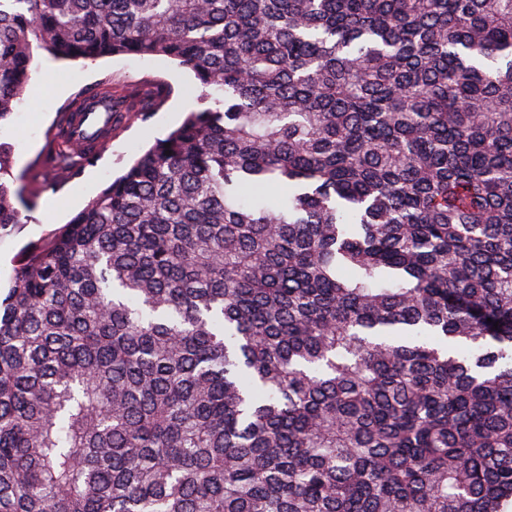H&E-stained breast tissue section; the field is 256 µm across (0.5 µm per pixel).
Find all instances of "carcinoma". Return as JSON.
I'll return each instance as SVG.
<instances>
[{
    "label": "carcinoma",
    "instance_id": "obj_1",
    "mask_svg": "<svg viewBox=\"0 0 512 512\" xmlns=\"http://www.w3.org/2000/svg\"><path fill=\"white\" fill-rule=\"evenodd\" d=\"M37 49L198 95L16 260L0 512H512V0H0V122Z\"/></svg>",
    "mask_w": 512,
    "mask_h": 512
}]
</instances>
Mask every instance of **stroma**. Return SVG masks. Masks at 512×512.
Returning <instances> with one entry per match:
<instances>
[{
  "mask_svg": "<svg viewBox=\"0 0 512 512\" xmlns=\"http://www.w3.org/2000/svg\"><path fill=\"white\" fill-rule=\"evenodd\" d=\"M30 83L10 119L0 126V141L8 143L14 204L27 211V223L0 230V289L9 286L13 260L27 245L43 243L87 206L120 169L158 138L178 127L192 108L185 91L195 83L193 73L175 61L156 57H103L96 60H55L51 78L41 75L47 52L35 53ZM135 87L145 81L170 83L174 92L151 118L132 119L79 174L68 175L46 162L48 133L58 110L80 90L105 81Z\"/></svg>",
  "mask_w": 512,
  "mask_h": 512,
  "instance_id": "obj_1",
  "label": "stroma"
}]
</instances>
